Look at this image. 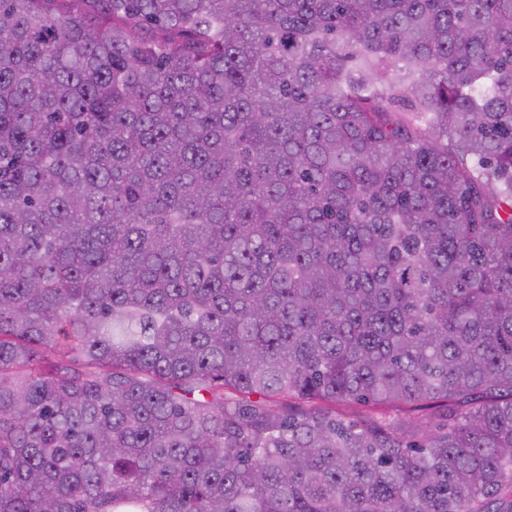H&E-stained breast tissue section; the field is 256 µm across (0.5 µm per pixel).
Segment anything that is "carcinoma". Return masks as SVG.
Returning a JSON list of instances; mask_svg holds the SVG:
<instances>
[{
    "instance_id": "obj_1",
    "label": "carcinoma",
    "mask_w": 512,
    "mask_h": 512,
    "mask_svg": "<svg viewBox=\"0 0 512 512\" xmlns=\"http://www.w3.org/2000/svg\"><path fill=\"white\" fill-rule=\"evenodd\" d=\"M0 512H512V0H0Z\"/></svg>"
}]
</instances>
